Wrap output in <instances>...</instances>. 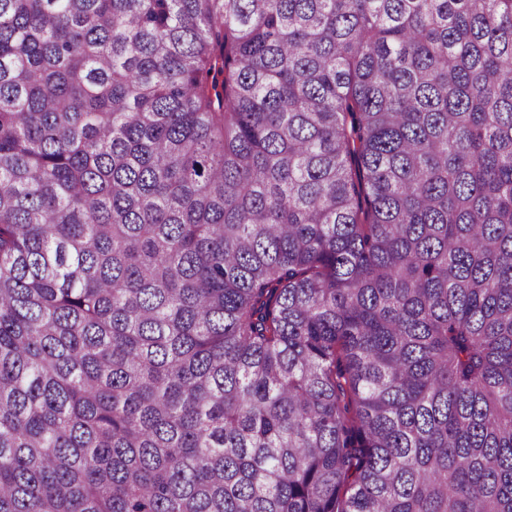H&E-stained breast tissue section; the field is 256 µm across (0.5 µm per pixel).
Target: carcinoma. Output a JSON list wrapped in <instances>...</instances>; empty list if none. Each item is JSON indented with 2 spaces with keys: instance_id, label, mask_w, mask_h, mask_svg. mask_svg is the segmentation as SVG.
Masks as SVG:
<instances>
[{
  "instance_id": "obj_1",
  "label": "carcinoma",
  "mask_w": 512,
  "mask_h": 512,
  "mask_svg": "<svg viewBox=\"0 0 512 512\" xmlns=\"http://www.w3.org/2000/svg\"><path fill=\"white\" fill-rule=\"evenodd\" d=\"M0 512H512V0H0Z\"/></svg>"
}]
</instances>
